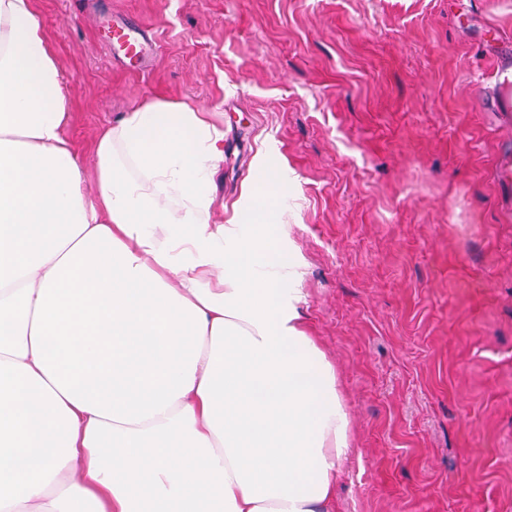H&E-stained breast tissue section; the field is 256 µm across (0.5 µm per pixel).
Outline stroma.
Listing matches in <instances>:
<instances>
[{
  "label": "stroma",
  "mask_w": 512,
  "mask_h": 512,
  "mask_svg": "<svg viewBox=\"0 0 512 512\" xmlns=\"http://www.w3.org/2000/svg\"><path fill=\"white\" fill-rule=\"evenodd\" d=\"M94 145L148 97L215 112L213 221L288 175L268 225L351 422L331 512H512V0H34ZM140 20L151 66L113 63L94 19Z\"/></svg>",
  "instance_id": "1"
}]
</instances>
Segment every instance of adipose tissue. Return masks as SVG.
I'll use <instances>...</instances> for the list:
<instances>
[{"mask_svg": "<svg viewBox=\"0 0 512 512\" xmlns=\"http://www.w3.org/2000/svg\"><path fill=\"white\" fill-rule=\"evenodd\" d=\"M33 0H0V512H326L349 448L267 227L213 223L224 131L154 99L95 143Z\"/></svg>", "mask_w": 512, "mask_h": 512, "instance_id": "1", "label": "adipose tissue"}]
</instances>
